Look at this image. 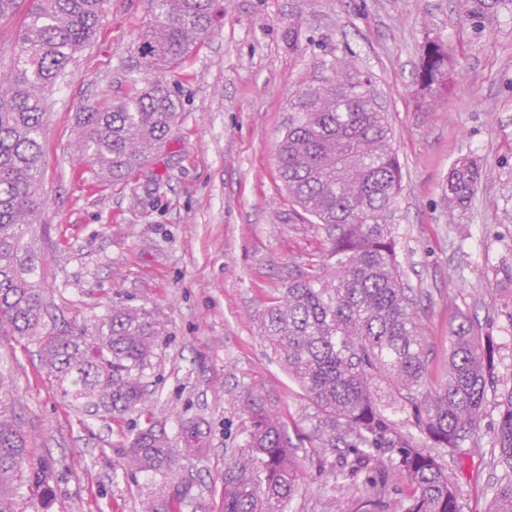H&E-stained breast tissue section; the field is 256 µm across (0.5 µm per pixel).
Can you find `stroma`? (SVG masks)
<instances>
[{
    "label": "stroma",
    "mask_w": 512,
    "mask_h": 512,
    "mask_svg": "<svg viewBox=\"0 0 512 512\" xmlns=\"http://www.w3.org/2000/svg\"><path fill=\"white\" fill-rule=\"evenodd\" d=\"M466 8V0H218L213 36L163 73L135 47L150 0H106L96 36L47 95L44 206L29 240L58 323L118 305L160 316L166 334L146 371L147 407L181 460L167 474L123 470L140 411L111 416L69 401L33 346L0 335L9 404L54 467L48 512H143L150 502L157 512H220L224 470L251 429V396L299 449L300 488L287 512H335L340 495L366 498L378 474L391 501L410 494L392 452L347 489L334 484L328 466L346 449L317 453L314 408L260 330L271 299L326 250L323 233L289 202L276 153L292 96L332 55L373 75L392 128L402 168L397 254L420 295L431 379L448 371L459 317L493 343L477 427L446 457L461 512H487L502 473L493 433L512 387V0L481 31ZM432 39L449 45L457 65L447 95L427 110L413 74ZM160 78L180 99L164 147L127 183L97 180L76 148L77 113L123 97L131 80ZM464 157L487 175L470 208L452 213L444 188ZM186 485L191 497L179 500Z\"/></svg>",
    "instance_id": "stroma-1"
}]
</instances>
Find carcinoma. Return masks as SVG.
<instances>
[{
  "label": "carcinoma",
  "instance_id": "cac0c4a2",
  "mask_svg": "<svg viewBox=\"0 0 512 512\" xmlns=\"http://www.w3.org/2000/svg\"><path fill=\"white\" fill-rule=\"evenodd\" d=\"M9 68L0 69V333L36 346L43 369L76 401L120 414L146 402L143 379L163 335L160 319L133 306L62 328L48 327L49 297L32 275L26 237L40 205L45 93L96 34L105 0H29ZM467 16L483 28L500 0H467ZM216 0H153L152 21L136 48L157 69L177 67L211 38ZM452 54L431 41L415 80L432 104L448 85ZM277 151L289 200L314 218L327 242L312 272L291 278L262 317L263 336L315 409L320 447L348 448L331 470L338 484L397 456L412 492L392 505L385 486L357 512H460L441 456L399 434L401 423L452 452L479 420L493 368V346L462 317L448 336V373L427 381L430 349L420 327L417 294L397 259L394 206L401 167L391 128L371 78L333 57L290 102ZM178 115L175 91L163 80L132 87L94 112H80L78 151L91 170L124 183L168 139ZM482 172L468 159L451 168L448 203L466 209ZM246 448L224 473L223 512H286L298 491V449L261 403L250 405ZM496 465L487 512H512V390L494 432ZM180 455L162 426L147 421L135 433L122 467L173 471ZM53 468L29 447L16 419L0 408V512L25 499L43 506L53 494Z\"/></svg>",
  "mask_w": 512,
  "mask_h": 512
}]
</instances>
